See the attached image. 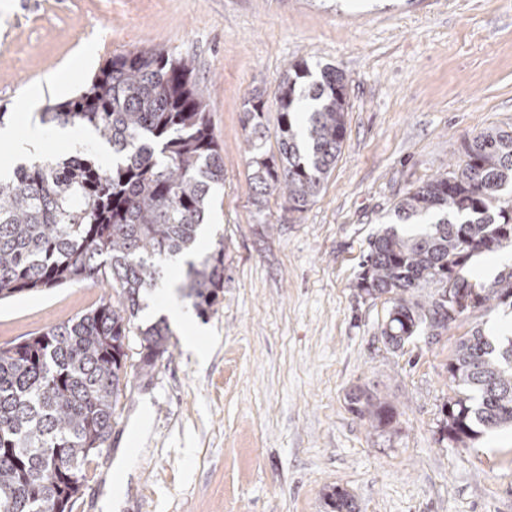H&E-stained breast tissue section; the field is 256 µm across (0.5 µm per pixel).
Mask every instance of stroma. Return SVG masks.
<instances>
[{"label": "stroma", "mask_w": 512, "mask_h": 512, "mask_svg": "<svg viewBox=\"0 0 512 512\" xmlns=\"http://www.w3.org/2000/svg\"><path fill=\"white\" fill-rule=\"evenodd\" d=\"M159 47L193 57L210 89L224 192L197 252L224 241V291L196 353L173 329L170 354L130 387L104 448L84 465L71 512H512V428L470 448L442 440L456 392L448 363L482 330L512 336V305L464 312L402 349L381 340L385 298L360 293L370 239L408 191L455 169L465 139L512 131V0H9L0 11V112L16 138L73 97L113 54ZM331 64L347 79V133L319 195L288 214L256 208L244 102L276 127L287 64ZM80 68L66 89L53 75ZM106 290L69 284L0 301V347L95 308ZM387 399L394 431L352 413L348 396Z\"/></svg>", "instance_id": "obj_1"}]
</instances>
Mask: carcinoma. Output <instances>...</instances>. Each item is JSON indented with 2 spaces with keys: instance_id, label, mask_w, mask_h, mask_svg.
I'll use <instances>...</instances> for the list:
<instances>
[{
  "instance_id": "1",
  "label": "carcinoma",
  "mask_w": 512,
  "mask_h": 512,
  "mask_svg": "<svg viewBox=\"0 0 512 512\" xmlns=\"http://www.w3.org/2000/svg\"><path fill=\"white\" fill-rule=\"evenodd\" d=\"M278 156L261 150L264 103H245L243 127L254 203L277 193L303 212L336 165L346 137V77L334 66L292 63L275 91ZM208 87L195 61L158 49L112 56L77 95L49 102L43 124L92 130L112 146V164L74 155L18 164L0 178V300L66 283L105 285L112 295L92 310L0 348V512H69L84 484L83 464L112 434L129 385L130 337L140 373L169 353L158 322L134 326L162 277V261L193 250L197 233L224 186V158L212 134ZM512 132L489 129L464 143L458 169L407 192L395 216L408 223L437 215L418 234L390 225L369 243L358 288L390 307L383 342L399 348L426 324L445 329L448 275L469 280L466 264L487 243L512 246ZM426 284L436 285L427 296ZM224 288V238L186 262L182 297L202 316ZM477 307L512 301V272L481 288ZM456 398L444 404L442 438L468 448L485 430L512 427V338L480 333L462 340L448 364ZM351 411L391 428L396 411L366 393ZM333 512H355L346 490L326 493Z\"/></svg>"
}]
</instances>
